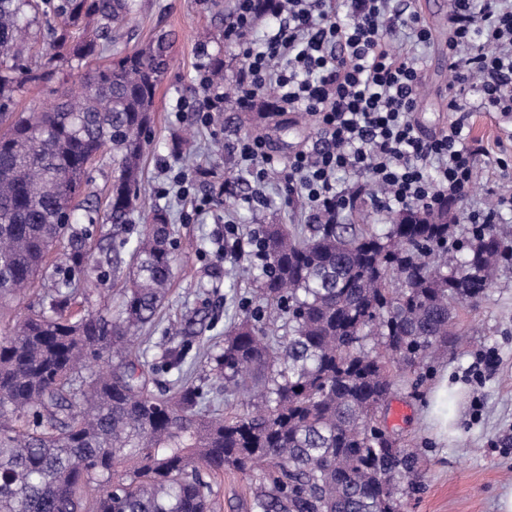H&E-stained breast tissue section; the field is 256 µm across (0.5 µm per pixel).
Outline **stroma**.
Returning a JSON list of instances; mask_svg holds the SVG:
<instances>
[{"label":"stroma","instance_id":"obj_1","mask_svg":"<svg viewBox=\"0 0 512 512\" xmlns=\"http://www.w3.org/2000/svg\"><path fill=\"white\" fill-rule=\"evenodd\" d=\"M414 10L430 26L432 40L422 49L424 92L416 105V117L425 132H434L448 123L444 95L448 87V10L450 0H412ZM214 0H141L134 23L122 30L120 47L133 49L156 35L171 36L170 67L155 95L153 121L146 133L142 160L141 196L144 209L136 213L129 232L137 238L150 220V209H167L177 233L171 290L152 325L135 336L134 347L146 367L157 366L164 350L183 345L192 367L191 379L209 391L216 406L228 404L223 387L214 381L207 359L209 341H222L237 319L242 302L254 299V288L241 285L231 289L232 260L223 256L226 223L240 231L253 226V214H261L270 224L305 223L301 203L285 205L276 183L265 188L267 201L259 209L243 203L244 195L256 185L240 166L231 146L237 139L262 134L284 158L302 147L312 146L319 136L315 121L304 114L263 116L241 128L224 126L223 113H216L211 125L203 126L192 117L176 118L178 99L200 98L196 70L201 62L200 46L210 55H223L227 86H234L243 58L237 46L203 43V31L222 29ZM191 135L196 163L185 166L171 152L175 137ZM473 136L483 138L489 150L477 163V178L471 193L472 204H481L486 184L498 179L491 157L497 154L496 139L503 131L499 121L480 114ZM187 167L195 174L194 192L180 196L169 183L170 167ZM242 178L231 204L213 196L211 186L225 172ZM168 194H161V187ZM210 199L205 210H197L196 199ZM464 335L460 347L441 352L431 359L426 377L417 389H398L392 403L405 407L400 421L389 427L404 443L417 449L423 478L418 490L404 493L402 512H497L502 489L512 486V263L504 262L495 284L477 307L457 313ZM494 355L493 368L477 370L478 361ZM448 379V393L433 401L432 391L440 377ZM447 413L453 431L448 437L436 435L428 426L430 406ZM250 478L228 470L216 488L214 512H246L251 501Z\"/></svg>","mask_w":512,"mask_h":512}]
</instances>
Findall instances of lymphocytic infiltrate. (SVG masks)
Listing matches in <instances>:
<instances>
[{"mask_svg": "<svg viewBox=\"0 0 512 512\" xmlns=\"http://www.w3.org/2000/svg\"><path fill=\"white\" fill-rule=\"evenodd\" d=\"M277 27L261 47L248 37L256 0H236L225 39L242 48L236 101L250 108L275 88L274 112H308L322 133L317 144L289 161L269 151L262 136L235 145L256 184L286 174L289 196L301 197L311 223L353 203L337 190L340 170L368 174L371 203L380 208L432 211L466 204L470 224H490L497 209L512 208V193L491 184L493 206H468L476 164L486 149L471 136L477 112L512 116V0H451L448 26L446 128L426 134L414 115L423 87L416 57L397 53L389 36L413 46L432 34L408 0H281Z\"/></svg>", "mask_w": 512, "mask_h": 512, "instance_id": "lymphocytic-infiltrate-1", "label": "lymphocytic infiltrate"}]
</instances>
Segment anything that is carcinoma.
<instances>
[{
  "label": "carcinoma",
  "mask_w": 512,
  "mask_h": 512,
  "mask_svg": "<svg viewBox=\"0 0 512 512\" xmlns=\"http://www.w3.org/2000/svg\"><path fill=\"white\" fill-rule=\"evenodd\" d=\"M139 0H0L1 110L27 84L75 70L82 90L20 114L0 134V310L48 270L51 290L0 337V512H211L216 479L256 476V512H400L422 478L419 457L380 425L402 377L461 342L455 306L479 303L507 251L498 235L468 229L448 208L393 217L384 228L344 222L261 224L249 233L258 284L211 352L224 392L262 407L214 414L183 374L155 391V370L129 350L152 324L172 276L173 229L155 208L132 250L133 277L117 311L72 309L73 281L118 268L126 240L90 258L74 227L89 163L104 152L118 173L89 224L131 223L144 135L169 63L160 35L117 47ZM55 26L46 61L21 63L39 17ZM112 46L108 64L89 60ZM68 242L71 250L56 248ZM186 353L171 346L165 371Z\"/></svg>",
  "instance_id": "1"
}]
</instances>
